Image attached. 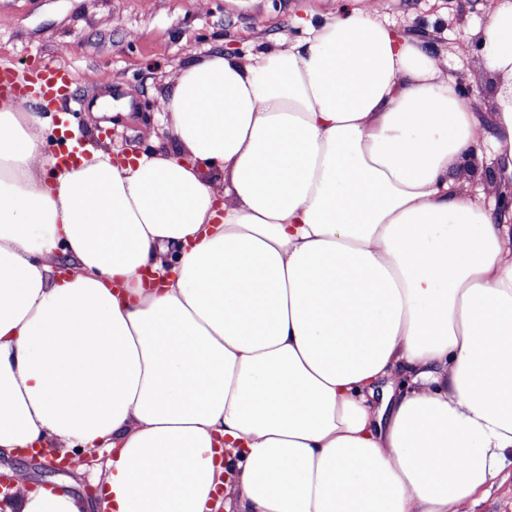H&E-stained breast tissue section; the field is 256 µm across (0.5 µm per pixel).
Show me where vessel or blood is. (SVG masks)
I'll list each match as a JSON object with an SVG mask.
<instances>
[{"instance_id": "obj_1", "label": "vessel or blood", "mask_w": 512, "mask_h": 512, "mask_svg": "<svg viewBox=\"0 0 512 512\" xmlns=\"http://www.w3.org/2000/svg\"><path fill=\"white\" fill-rule=\"evenodd\" d=\"M34 84L39 85L45 97L66 98L71 94L73 76L62 66L21 69L0 62V101H22Z\"/></svg>"}]
</instances>
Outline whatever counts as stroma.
<instances>
[{"instance_id":"35a3bbf8","label":"stroma","mask_w":512,"mask_h":512,"mask_svg":"<svg viewBox=\"0 0 512 512\" xmlns=\"http://www.w3.org/2000/svg\"><path fill=\"white\" fill-rule=\"evenodd\" d=\"M489 0H373L380 18L433 38L448 73L477 111L493 108L481 48L469 31L485 19ZM335 0H0V60L22 66L43 61L68 67L71 98L37 102L58 147L56 121L80 146L140 153L165 141L159 97L186 62L216 48L255 53L267 38L300 39L308 22ZM129 98L128 113H97V98ZM42 456L19 463L0 457V469L24 474L25 487L63 482L89 503L99 485L93 469L57 470Z\"/></svg>"}]
</instances>
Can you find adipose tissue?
Returning a JSON list of instances; mask_svg holds the SVG:
<instances>
[{
	"mask_svg": "<svg viewBox=\"0 0 512 512\" xmlns=\"http://www.w3.org/2000/svg\"><path fill=\"white\" fill-rule=\"evenodd\" d=\"M474 35L487 122L368 0L187 62L123 164L0 106V456L94 457L100 512H469L512 465V0Z\"/></svg>",
	"mask_w": 512,
	"mask_h": 512,
	"instance_id": "obj_1",
	"label": "adipose tissue"
}]
</instances>
